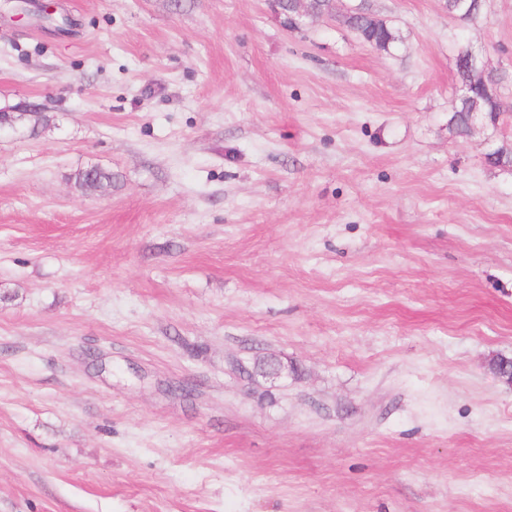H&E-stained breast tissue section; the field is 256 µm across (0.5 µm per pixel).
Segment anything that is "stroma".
Wrapping results in <instances>:
<instances>
[{
    "mask_svg": "<svg viewBox=\"0 0 512 512\" xmlns=\"http://www.w3.org/2000/svg\"><path fill=\"white\" fill-rule=\"evenodd\" d=\"M350 3L0 0V512H512V0ZM341 21L355 31L364 43L377 49L387 51L398 40L384 21L372 16L364 7L351 9ZM468 62L461 60V54L458 58V73L460 75L462 84L465 82L474 84L477 89L478 95V108L481 112L489 113L494 121L493 125L499 122L500 114L503 112L498 104L497 96L495 94L496 87L499 83L501 84V77L495 72H487L483 75H479L469 65L475 69H480L483 65V61L472 55L468 58ZM496 118V120H495ZM474 106L473 102L465 99H458V102L452 109V115L449 119V126L458 135H468V115Z\"/></svg>",
    "mask_w": 512,
    "mask_h": 512,
    "instance_id": "35a3bbf8",
    "label": "stroma"
}]
</instances>
